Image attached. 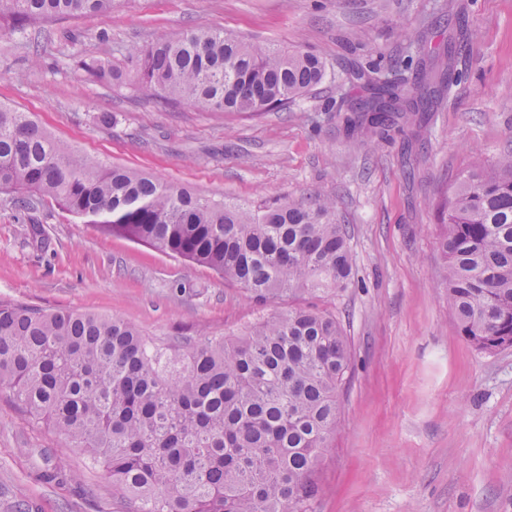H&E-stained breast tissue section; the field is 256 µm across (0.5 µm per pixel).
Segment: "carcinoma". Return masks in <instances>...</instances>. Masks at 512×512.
Returning a JSON list of instances; mask_svg holds the SVG:
<instances>
[{"label":"carcinoma","instance_id":"obj_1","mask_svg":"<svg viewBox=\"0 0 512 512\" xmlns=\"http://www.w3.org/2000/svg\"><path fill=\"white\" fill-rule=\"evenodd\" d=\"M112 0H0V33L105 12ZM140 90L202 112L284 108L326 77L301 49L219 30L185 31L133 48ZM92 80L124 75L84 57ZM411 86L362 75L373 95L360 111L386 130L393 112H418L451 90L453 65L418 61ZM0 192L47 196L119 233L204 266L266 302L355 279L344 225L328 198L292 196L258 209L194 195L108 166L56 139L29 112L0 103ZM448 311L474 348L512 347V150L471 171L437 205ZM351 369L335 317L294 306L244 335L143 334L122 319L0 301V392L86 451L132 512H309L318 462L339 425Z\"/></svg>","mask_w":512,"mask_h":512}]
</instances>
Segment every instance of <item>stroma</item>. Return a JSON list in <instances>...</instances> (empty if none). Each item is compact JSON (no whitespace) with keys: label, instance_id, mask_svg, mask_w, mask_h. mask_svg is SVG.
<instances>
[{"label":"stroma","instance_id":"1","mask_svg":"<svg viewBox=\"0 0 512 512\" xmlns=\"http://www.w3.org/2000/svg\"><path fill=\"white\" fill-rule=\"evenodd\" d=\"M431 30L442 68L459 28L448 98L385 138L348 136L367 92L357 68L414 81L406 25ZM318 54L328 78L257 116L167 105L133 84L129 50L186 29ZM122 69L117 85L74 62ZM0 102L34 113L55 137L108 165L197 195L256 207L283 196L334 201L356 276L304 296L336 315L353 370L341 424L319 466L310 512H512V348L475 350L448 312L436 206L475 158L512 144V0H112L104 15L0 38ZM0 300L121 318L151 337L238 336L289 308L265 304L210 269L98 231L47 197L0 194ZM86 452L0 393V512H128Z\"/></svg>","mask_w":512,"mask_h":512}]
</instances>
